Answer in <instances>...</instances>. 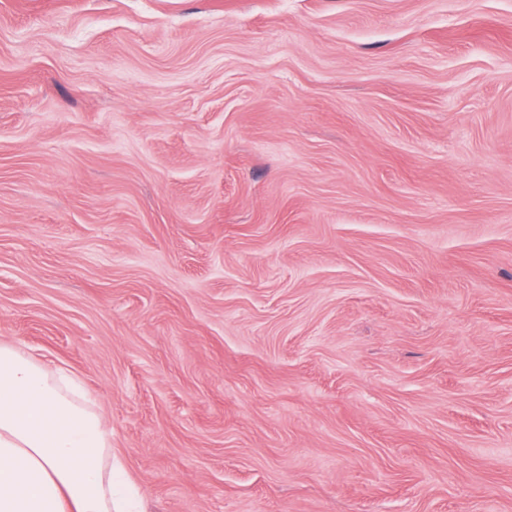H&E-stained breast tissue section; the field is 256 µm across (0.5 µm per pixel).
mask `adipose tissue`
Instances as JSON below:
<instances>
[{"label": "adipose tissue", "mask_w": 512, "mask_h": 512, "mask_svg": "<svg viewBox=\"0 0 512 512\" xmlns=\"http://www.w3.org/2000/svg\"><path fill=\"white\" fill-rule=\"evenodd\" d=\"M110 434L65 370L0 342V512H122Z\"/></svg>", "instance_id": "obj_1"}]
</instances>
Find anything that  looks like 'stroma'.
Returning <instances> with one entry per match:
<instances>
[{
    "mask_svg": "<svg viewBox=\"0 0 512 512\" xmlns=\"http://www.w3.org/2000/svg\"><path fill=\"white\" fill-rule=\"evenodd\" d=\"M142 512H512V0H0V341Z\"/></svg>",
    "mask_w": 512,
    "mask_h": 512,
    "instance_id": "obj_1",
    "label": "stroma"
}]
</instances>
